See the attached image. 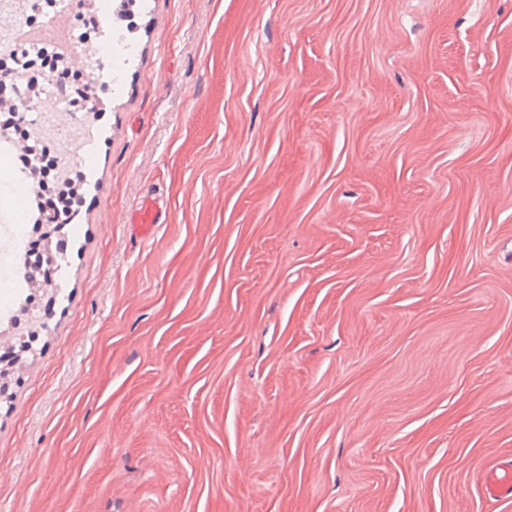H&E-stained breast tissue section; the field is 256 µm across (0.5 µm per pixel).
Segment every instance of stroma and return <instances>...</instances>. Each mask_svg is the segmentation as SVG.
<instances>
[{
	"label": "stroma",
	"mask_w": 512,
	"mask_h": 512,
	"mask_svg": "<svg viewBox=\"0 0 512 512\" xmlns=\"http://www.w3.org/2000/svg\"><path fill=\"white\" fill-rule=\"evenodd\" d=\"M132 10L61 277L0 288V512H512V0ZM161 215L159 204L155 199L147 197L127 216L126 223L133 224L141 235L149 236L160 224ZM483 490L489 500H512L511 467L489 470L484 477Z\"/></svg>",
	"instance_id": "35a3bbf8"
}]
</instances>
